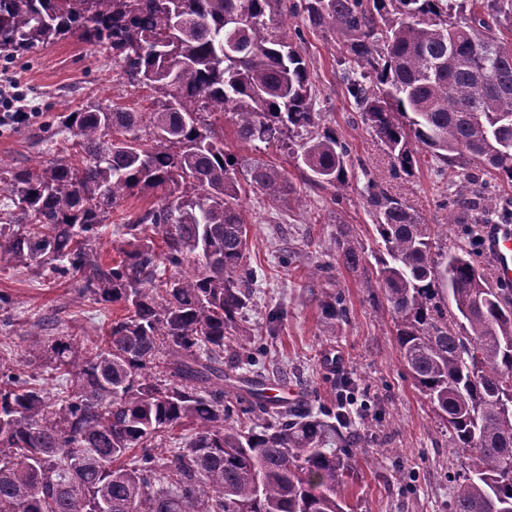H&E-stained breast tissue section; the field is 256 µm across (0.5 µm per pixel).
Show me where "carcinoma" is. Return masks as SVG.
<instances>
[{"label": "carcinoma", "mask_w": 512, "mask_h": 512, "mask_svg": "<svg viewBox=\"0 0 512 512\" xmlns=\"http://www.w3.org/2000/svg\"><path fill=\"white\" fill-rule=\"evenodd\" d=\"M288 11L333 35L340 79L392 159L394 177L421 157L452 169L447 205L465 225L425 224L375 179L365 191L383 247L376 281L414 387L448 428L460 469L453 512H512V288L475 259L483 225L512 211L488 192L487 171L512 186V0H0V52L22 57L74 34L112 52L149 111L91 104L57 117L64 149L0 168L15 210L0 220V270L79 278L80 293L125 314L87 348L74 336L34 338L0 359V512H352L347 461L355 387L340 383L313 410L271 400L262 375L224 372V353L252 365L238 324L253 300L249 224L236 140L280 147L303 133L295 159L319 186L352 177L348 143L325 129L310 70L277 21ZM274 203L293 192L283 170L247 166ZM155 201L118 225L120 260L100 239L122 200ZM161 234V243L148 234ZM365 251L345 235L336 256ZM345 312L324 304L326 329ZM66 377L51 402L40 368ZM194 434L168 456L162 433Z\"/></svg>", "instance_id": "1"}]
</instances>
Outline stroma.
<instances>
[{"instance_id":"obj_1","label":"stroma","mask_w":512,"mask_h":512,"mask_svg":"<svg viewBox=\"0 0 512 512\" xmlns=\"http://www.w3.org/2000/svg\"><path fill=\"white\" fill-rule=\"evenodd\" d=\"M284 25L289 36L298 37L308 62L321 125L349 144L356 173L346 188L318 186L290 150H264L227 137L238 157L283 169L301 198L278 206L257 190L241 196L250 222L247 262L256 272L253 303L242 325L262 344L267 381L291 389L312 407L325 403L343 379L371 396L368 411L355 420L362 441L352 459L357 477L349 503L354 512H450L448 431L402 363L386 302L371 273L377 245L365 172L376 174L425 223L447 225L449 240L460 237L463 227L448 221L445 183L431 162H422L412 177L392 178L389 156L361 123L339 79L332 36L293 17L285 18ZM0 81L16 82L27 111L34 114L29 122L0 128V166L6 168L31 164L45 151L41 125L55 115L97 103L147 108L152 102L151 90L131 85L110 51L75 36L14 61L0 58ZM341 224L367 254L363 269L348 270L336 259ZM336 293L347 313L329 335L323 331V305ZM0 294L11 301L12 325L0 326V356L9 360L22 353L30 331L69 333L90 345L121 313L120 306L81 295L73 278L43 277L23 268L0 271ZM331 349L339 354L340 365L329 370L324 354ZM373 433L388 453L372 467L365 462L373 452L365 439Z\"/></svg>"}]
</instances>
